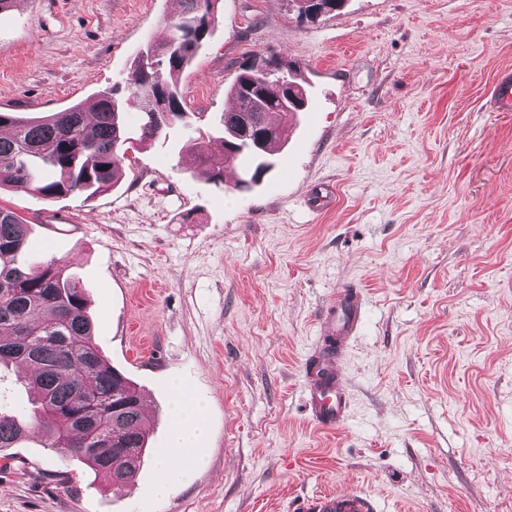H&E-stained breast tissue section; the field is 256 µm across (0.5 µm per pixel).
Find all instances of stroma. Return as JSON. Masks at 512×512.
<instances>
[{
  "instance_id": "1",
  "label": "stroma",
  "mask_w": 512,
  "mask_h": 512,
  "mask_svg": "<svg viewBox=\"0 0 512 512\" xmlns=\"http://www.w3.org/2000/svg\"><path fill=\"white\" fill-rule=\"evenodd\" d=\"M174 0H19L0 13V112L33 117L123 84ZM291 0H220L182 84L187 122L135 146L120 182L51 201L0 189L88 295L94 340L151 419L112 489L39 430L0 469V512H295L367 491L376 512H512V0H344L300 23ZM307 94L276 167L210 181L185 143L218 124L253 53ZM366 307L336 360L351 411L316 429L304 361L342 285ZM207 432L157 497L175 388ZM70 472V486L57 472ZM492 101L496 107L495 112H511L512 110V77L502 76L494 85Z\"/></svg>"
}]
</instances>
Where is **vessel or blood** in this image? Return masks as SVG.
Masks as SVG:
<instances>
[{
	"label": "vessel or blood",
	"mask_w": 512,
	"mask_h": 512,
	"mask_svg": "<svg viewBox=\"0 0 512 512\" xmlns=\"http://www.w3.org/2000/svg\"><path fill=\"white\" fill-rule=\"evenodd\" d=\"M492 101L497 111L512 110V77L502 76L494 85ZM365 300L351 288H341L323 305L319 317V342L304 364L305 397L311 421L333 430L350 413V397L336 371V357L357 335ZM299 512H375L371 499L360 491L323 492L303 500Z\"/></svg>",
	"instance_id": "1"
}]
</instances>
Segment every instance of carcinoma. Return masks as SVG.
Listing matches in <instances>:
<instances>
[{
  "label": "carcinoma",
  "instance_id": "obj_1",
  "mask_svg": "<svg viewBox=\"0 0 512 512\" xmlns=\"http://www.w3.org/2000/svg\"><path fill=\"white\" fill-rule=\"evenodd\" d=\"M219 2L181 0L169 34L148 41L136 56L129 94L115 86L100 92L92 123L80 103L24 121L0 112V128L11 129L10 136H0V187L47 200L108 190L123 174L132 139L124 120L128 109L140 113L142 144L167 137L183 119L181 76L211 35ZM259 59L262 82L249 84L243 69L229 87L238 108L222 115L223 135L201 132L192 139L217 186L229 166L242 171L233 185L240 191L254 183L256 170L273 167L271 149L288 140L294 121V113L281 106L283 91L292 86L306 96L291 76L292 63L272 50ZM271 113L280 115L279 124L267 121ZM258 124L277 131L261 155L235 138L242 127ZM28 249V225L0 208V369L29 367L24 383L35 394L28 415L0 412V468L10 466L7 449L17 447L35 424L42 447L61 459H81L112 486H122L139 470L148 444L141 396L95 343L83 289L53 257L31 266L18 262Z\"/></svg>",
  "mask_w": 512,
  "mask_h": 512
}]
</instances>
